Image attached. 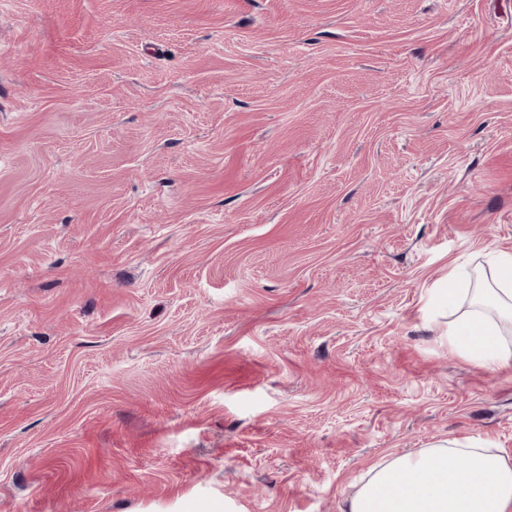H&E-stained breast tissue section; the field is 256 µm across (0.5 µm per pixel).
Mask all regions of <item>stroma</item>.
Returning a JSON list of instances; mask_svg holds the SVG:
<instances>
[{"instance_id": "35a3bbf8", "label": "stroma", "mask_w": 512, "mask_h": 512, "mask_svg": "<svg viewBox=\"0 0 512 512\" xmlns=\"http://www.w3.org/2000/svg\"><path fill=\"white\" fill-rule=\"evenodd\" d=\"M512 0H0V512H340L512 367ZM494 267L497 288L478 289L471 308L448 320L443 335L450 350L489 370L512 366V253L497 254ZM480 294L493 301L495 313L481 305Z\"/></svg>"}]
</instances>
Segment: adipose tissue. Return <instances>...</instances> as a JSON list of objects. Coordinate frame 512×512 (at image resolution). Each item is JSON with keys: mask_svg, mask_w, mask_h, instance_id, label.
I'll use <instances>...</instances> for the list:
<instances>
[{"mask_svg": "<svg viewBox=\"0 0 512 512\" xmlns=\"http://www.w3.org/2000/svg\"><path fill=\"white\" fill-rule=\"evenodd\" d=\"M494 267L493 309L473 301L445 332L450 350L489 370L512 366V253ZM341 512H512V456L477 438L441 441L370 466Z\"/></svg>", "mask_w": 512, "mask_h": 512, "instance_id": "adipose-tissue-1", "label": "adipose tissue"}]
</instances>
